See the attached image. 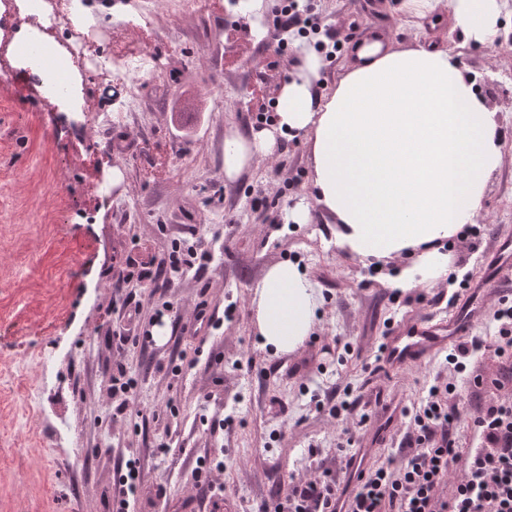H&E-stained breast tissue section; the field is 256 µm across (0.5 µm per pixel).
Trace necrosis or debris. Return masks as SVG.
I'll return each instance as SVG.
<instances>
[{
    "mask_svg": "<svg viewBox=\"0 0 512 512\" xmlns=\"http://www.w3.org/2000/svg\"><path fill=\"white\" fill-rule=\"evenodd\" d=\"M81 8L79 0H6L0 7V27L23 34L27 46L13 59L32 81H39L47 57H54L69 69V79L44 85L47 96L55 97L71 87L72 77L125 79L131 75L155 78L162 74L158 54L132 55L105 46H87L73 18Z\"/></svg>",
    "mask_w": 512,
    "mask_h": 512,
    "instance_id": "obj_1",
    "label": "necrosis or debris"
}]
</instances>
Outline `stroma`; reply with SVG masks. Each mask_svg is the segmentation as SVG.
<instances>
[{
    "label": "stroma",
    "instance_id": "obj_1",
    "mask_svg": "<svg viewBox=\"0 0 512 512\" xmlns=\"http://www.w3.org/2000/svg\"><path fill=\"white\" fill-rule=\"evenodd\" d=\"M112 2L95 0L91 32L126 52H155L165 69L102 82L80 125L12 72L13 49L0 43V512H113L104 495L132 457L140 512H256L305 475L344 481L352 445L367 442L384 407L419 406L437 380L455 386L458 446L475 447L477 405L512 400V359L494 345L512 260L493 267L512 242V6L502 0L498 39L477 43L448 0L418 10L409 0H299L309 18L301 32L276 28L279 0H263L257 16L232 0H126L134 19L121 24ZM378 19L390 48L448 52L501 131L503 162L480 212L444 243L450 280L409 290L391 278L417 255L368 260L337 245V219L313 196L306 138L224 177L225 135L259 127L252 88H282L300 46L325 55L327 32L366 36ZM127 99L123 125L91 122ZM163 160L167 174L150 178ZM299 207L306 223L291 219ZM190 246L210 256L203 276L182 266L155 282L130 278L143 250L163 258ZM287 261L318 307L305 345L281 354L262 348L250 302L267 269ZM464 279L484 280L483 293L469 298ZM129 292L141 304L134 320L120 310ZM463 302L484 341L470 374L441 354L380 368L378 346L395 327ZM201 309L215 323L195 333ZM120 336L129 344L117 347ZM118 363L137 407L126 417L112 414ZM348 384L354 403L333 417ZM274 400L286 413L271 410ZM204 457L222 467L194 477Z\"/></svg>",
    "mask_w": 512,
    "mask_h": 512
}]
</instances>
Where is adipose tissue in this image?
Wrapping results in <instances>:
<instances>
[{"mask_svg": "<svg viewBox=\"0 0 512 512\" xmlns=\"http://www.w3.org/2000/svg\"><path fill=\"white\" fill-rule=\"evenodd\" d=\"M464 34L479 43L498 34V0H450ZM362 60L319 98L320 56L302 50L281 89L273 129L224 138V175L234 179L255 157L274 153L278 137L307 135L318 204L339 222L340 247L360 258L419 251L398 288L448 275L440 243L472 223L489 176L501 164V133L472 82L448 53L383 49ZM252 318L263 346L291 353L313 331L317 301L296 264L272 265L254 289Z\"/></svg>", "mask_w": 512, "mask_h": 512, "instance_id": "adipose-tissue-1", "label": "adipose tissue"}]
</instances>
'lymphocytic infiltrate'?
Here are the masks:
<instances>
[{"label": "lymphocytic infiltrate", "mask_w": 512, "mask_h": 512, "mask_svg": "<svg viewBox=\"0 0 512 512\" xmlns=\"http://www.w3.org/2000/svg\"><path fill=\"white\" fill-rule=\"evenodd\" d=\"M451 384L431 386L412 413L400 458L368 467L346 512H512V402L479 406V447L458 448ZM452 487L443 493L442 484ZM335 481L310 476L279 495L274 512H326Z\"/></svg>", "instance_id": "f902f5d3"}]
</instances>
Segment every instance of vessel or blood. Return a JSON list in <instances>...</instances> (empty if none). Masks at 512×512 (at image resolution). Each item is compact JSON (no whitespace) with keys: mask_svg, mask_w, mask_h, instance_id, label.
Wrapping results in <instances>:
<instances>
[{"mask_svg":"<svg viewBox=\"0 0 512 512\" xmlns=\"http://www.w3.org/2000/svg\"><path fill=\"white\" fill-rule=\"evenodd\" d=\"M473 327L468 308L458 307L449 317L432 316L411 322L385 336L381 351V365L385 368H403L421 364L436 353L452 347L460 336L469 334ZM371 449L357 448L346 461V480L336 497V508L343 512L345 501L356 487L360 474L370 461Z\"/></svg>","mask_w":512,"mask_h":512,"instance_id":"obj_1","label":"vessel or blood"}]
</instances>
